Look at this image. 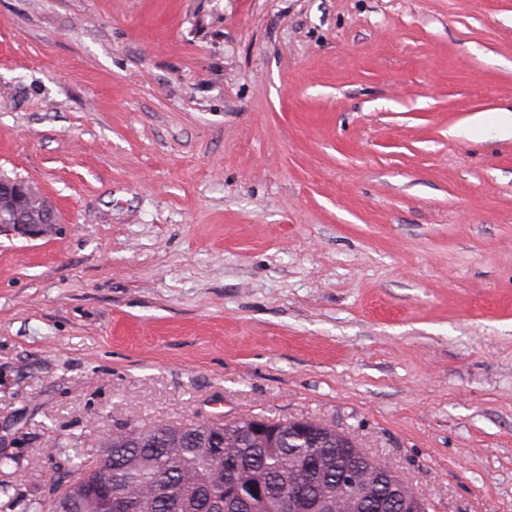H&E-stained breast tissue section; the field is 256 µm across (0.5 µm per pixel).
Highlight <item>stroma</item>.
<instances>
[{
  "label": "stroma",
  "mask_w": 512,
  "mask_h": 512,
  "mask_svg": "<svg viewBox=\"0 0 512 512\" xmlns=\"http://www.w3.org/2000/svg\"><path fill=\"white\" fill-rule=\"evenodd\" d=\"M512 0H0V504L116 425L312 418L512 512ZM26 210L31 219L25 218ZM36 213H42V219ZM57 224L53 205L34 186L20 179H0V228H8L16 236L39 239L50 235Z\"/></svg>",
  "instance_id": "stroma-1"
}]
</instances>
